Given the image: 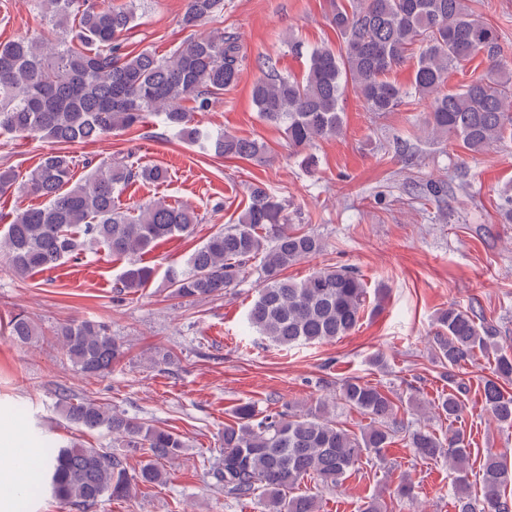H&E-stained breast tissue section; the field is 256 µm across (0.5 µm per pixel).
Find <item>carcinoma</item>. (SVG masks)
Returning <instances> with one entry per match:
<instances>
[{"label":"carcinoma","instance_id":"1","mask_svg":"<svg viewBox=\"0 0 512 512\" xmlns=\"http://www.w3.org/2000/svg\"><path fill=\"white\" fill-rule=\"evenodd\" d=\"M51 30L40 37L19 36L0 43V131L18 138L40 136L60 146L96 141L114 131L161 118L164 127L202 142L226 158L267 161L270 150L256 138L213 135L194 125V114L234 86L241 72L239 38L203 27L224 15V0H187L181 25L196 36L165 56L126 50L121 39L133 27L136 10L98 0H39ZM330 25L339 48L312 49L302 78L281 74L277 61H259L262 77L252 89L260 118L282 128L295 152L342 132L343 100L353 91L368 112H394L404 103L427 108L425 126L432 140L453 144L475 157L512 137V69L507 68L496 31L470 7L469 0H351L334 8ZM483 55L490 74L457 91L446 90L449 73ZM414 59L410 83L387 79L392 69ZM191 106H186V103ZM89 167L73 181V157L65 151L46 156L24 181V188L45 203L20 212L0 237L10 270L24 277L50 269L96 246L126 259L116 286L119 295L135 294L154 279V268L140 254L154 243L189 234L195 212L164 200L131 210L119 196L138 180L162 183L167 170L121 160ZM418 197L440 200L448 182L425 177ZM325 241L288 228L286 208L262 184L249 187V204L237 223L213 234L186 260L167 272L165 287L176 298L221 295L243 278L248 263L261 261L263 283L249 308V325L279 347L320 344L349 335L366 302V284L346 267L319 268L297 281L285 271L322 253ZM431 351L454 389L436 406L448 419L441 436L397 421L398 406L384 389L360 378L344 380L338 397L370 419L355 432L336 423L327 402L300 413L259 412L238 405L235 421L224 425V451L213 478L224 497L235 501L264 496V512H318L316 499L292 494L307 478L338 488L346 474L380 456L403 435L406 446L425 461L448 458L455 482L456 512H512V463L507 453L487 448L479 490L469 482L470 443L453 427L463 412L465 382L455 369L494 356L492 377L483 384L486 408L498 424L512 427V395L499 380L512 379V345L496 326L472 307L450 305L438 311ZM14 340L29 343L40 332L24 314L10 321ZM62 354L84 376L112 371L120 355L101 323L71 321L56 332ZM62 411L87 431L105 430L123 447L146 455L129 472L127 456L105 448L67 444L46 451L53 497L63 506L90 512L102 499L128 500L142 486L166 482L163 463L185 448L181 436L147 425L112 406L62 396Z\"/></svg>","mask_w":512,"mask_h":512}]
</instances>
